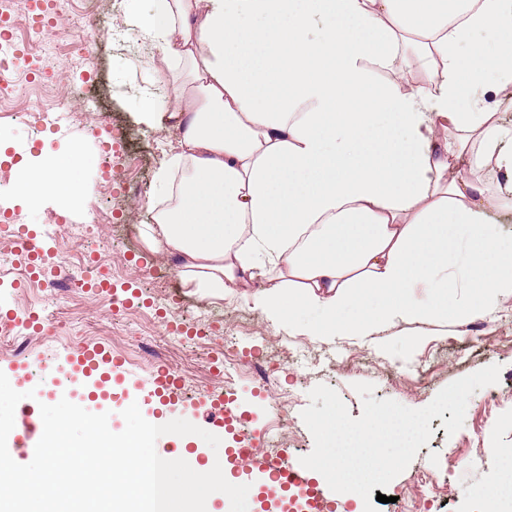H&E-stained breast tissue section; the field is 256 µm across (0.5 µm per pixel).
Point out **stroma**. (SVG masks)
<instances>
[{
  "label": "stroma",
  "mask_w": 512,
  "mask_h": 512,
  "mask_svg": "<svg viewBox=\"0 0 512 512\" xmlns=\"http://www.w3.org/2000/svg\"><path fill=\"white\" fill-rule=\"evenodd\" d=\"M57 19L55 41L57 68L67 71L60 90L72 103L71 111L50 107L37 83L38 63L31 57L11 66V73L32 76L35 83L18 92L0 115V137L7 143V164L1 166L0 216L41 229L51 215L64 225L55 239H40L45 257L39 266L41 278H50L57 261L82 254L86 277L106 268L111 296L92 290H74L53 295L35 285L18 287L14 265L24 257L14 244L0 239V371L17 391H25L31 374L45 397H53L54 379L66 366L68 354L86 345H101L126 360L123 376L107 374L101 411L110 415L113 431H122L121 416L128 403L122 391L126 381L140 384L136 401L143 417L161 425L179 418L180 410L150 398V380L159 367L174 369L185 381L192 400L231 394L248 419L250 431L260 433L265 447L277 437L292 440L294 456L308 455L314 440L301 413L309 405V393L319 384L334 388L352 418L362 414V399L354 390L357 382L374 384L375 399H392L418 409L427 406L451 382L497 364L498 383L475 391L469 400L463 427L448 434L442 418L430 421L433 435L421 446L409 466L386 488L387 500L377 512H427L425 502L438 500L442 512H479L467 490L483 484L490 474L512 482V461L502 449H512V299L490 315L467 322L449 323L446 331L431 324L400 325L375 341L349 336L332 342L301 339L287 330L266 323L249 299L228 294L222 298L185 287L177 264L151 252L141 229L152 223L161 203L152 189L166 162L165 131L147 127L135 113L134 96L147 86L167 97L171 66L158 45L128 36L113 37V27L123 20L122 0H63ZM92 13L96 24L86 38L70 43L67 30L74 19ZM102 82L103 98L97 108L103 119L100 130L112 124L123 126L130 137L128 152L113 153L109 165L100 162L101 143L86 121L73 120L82 112L78 100L82 79ZM48 113L57 124L47 131L51 152L80 147L85 159L79 173L84 195L70 206L46 204L31 210L12 205L9 188L14 162L22 160L36 136L27 116ZM118 170L126 183L138 184L142 193L127 197L109 192L110 170ZM97 222L94 236L74 239L76 225ZM53 309L57 320L49 330L32 332L15 327L14 319L29 312ZM188 317L183 341L167 337L168 322ZM253 349L267 352L265 369L245 363ZM484 449L481 465L470 458Z\"/></svg>",
  "instance_id": "1"
}]
</instances>
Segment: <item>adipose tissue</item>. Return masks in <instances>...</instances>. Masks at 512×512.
<instances>
[{"instance_id":"adipose-tissue-1","label":"adipose tissue","mask_w":512,"mask_h":512,"mask_svg":"<svg viewBox=\"0 0 512 512\" xmlns=\"http://www.w3.org/2000/svg\"><path fill=\"white\" fill-rule=\"evenodd\" d=\"M127 25L179 67L137 114L175 132L155 187L172 205L143 236L186 285L322 341L512 298L490 221L512 215V0H152ZM79 155L18 165L14 202L73 198ZM452 244L478 265L449 263Z\"/></svg>"}]
</instances>
